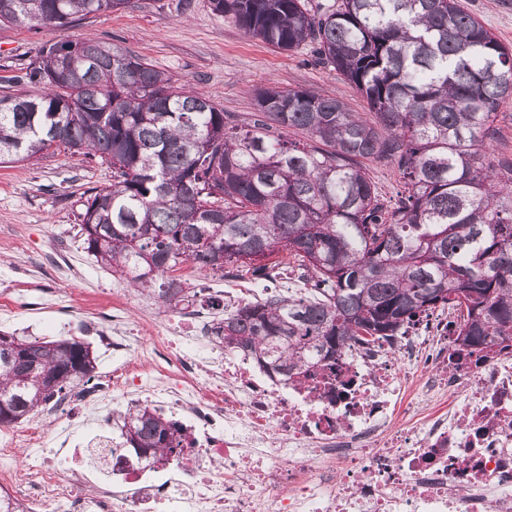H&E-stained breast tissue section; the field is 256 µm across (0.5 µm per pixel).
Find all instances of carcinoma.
I'll return each mask as SVG.
<instances>
[{"label": "carcinoma", "mask_w": 512, "mask_h": 512, "mask_svg": "<svg viewBox=\"0 0 512 512\" xmlns=\"http://www.w3.org/2000/svg\"><path fill=\"white\" fill-rule=\"evenodd\" d=\"M127 0H0V26L67 29ZM214 12L282 51L311 45L373 118L310 89L255 90L241 124L146 59L94 37L47 45L0 96V162L53 147L99 156L112 185L81 201L84 244L142 290L191 262L226 278L279 276L251 261L283 254L304 296L269 294L213 323L215 341L278 376L336 363L351 346L401 336L438 308L457 312L458 352L512 336V177L481 150L512 97V48L458 0H210ZM300 133L301 140L288 138ZM394 161L404 189L381 198L362 160ZM224 254V265L216 254ZM24 369L0 349V424L42 413L93 379L73 338L26 340ZM122 429L146 463L169 458L181 426L146 407Z\"/></svg>", "instance_id": "1"}]
</instances>
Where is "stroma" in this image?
I'll list each match as a JSON object with an SVG mask.
<instances>
[{
  "mask_svg": "<svg viewBox=\"0 0 512 512\" xmlns=\"http://www.w3.org/2000/svg\"><path fill=\"white\" fill-rule=\"evenodd\" d=\"M461 2L512 47V0ZM85 36L147 59L178 84L240 116L255 111V89L268 86L306 88L339 98L352 111L368 110L362 96L318 64L310 49L285 52L248 37L213 12L210 0H129L123 9L89 15L65 30L2 27L0 93L9 89L7 77L36 60L44 45ZM111 182L112 169L100 159L61 148L24 163H0V290L25 292L30 303L44 288H74L100 302L126 291V282L85 249L78 218L80 198ZM60 264L67 267L66 277L55 271ZM68 323L56 313L36 317L25 310L0 317V331L52 339L69 335Z\"/></svg>",
  "mask_w": 512,
  "mask_h": 512,
  "instance_id": "stroma-1",
  "label": "stroma"
}]
</instances>
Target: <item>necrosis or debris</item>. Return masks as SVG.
I'll list each match as a JSON object with an SVG mask.
<instances>
[{
    "label": "necrosis or debris",
    "instance_id": "1",
    "mask_svg": "<svg viewBox=\"0 0 512 512\" xmlns=\"http://www.w3.org/2000/svg\"><path fill=\"white\" fill-rule=\"evenodd\" d=\"M211 315L195 302L168 315L124 291L78 320L122 364L89 387L61 447L27 429L35 462L0 456V484L39 512H512L511 341L459 362L452 327L430 317L298 384L225 351ZM121 399L182 424L180 454H129L108 426Z\"/></svg>",
    "mask_w": 512,
    "mask_h": 512
}]
</instances>
